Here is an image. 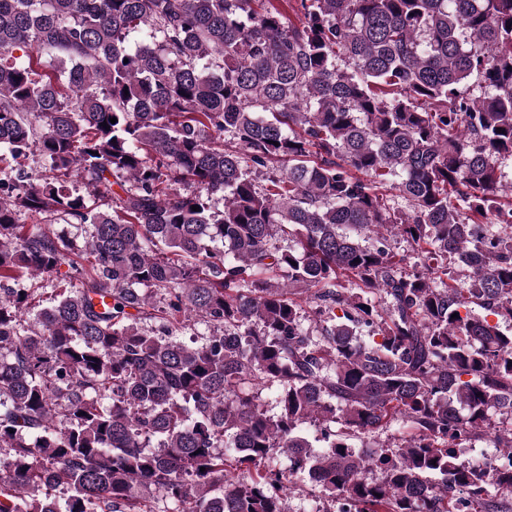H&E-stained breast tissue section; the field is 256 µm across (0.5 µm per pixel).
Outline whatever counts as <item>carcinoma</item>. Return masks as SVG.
<instances>
[{
	"mask_svg": "<svg viewBox=\"0 0 512 512\" xmlns=\"http://www.w3.org/2000/svg\"><path fill=\"white\" fill-rule=\"evenodd\" d=\"M255 2L0 0V512H512V0ZM21 287L24 288H38V294H40L41 307L52 305L56 292L54 291L56 282H51L47 276H39L37 278H30L25 276L20 281ZM292 489L287 494L288 512H314L319 505L330 503L311 494L310 488L299 478L292 477ZM317 500V502L314 501Z\"/></svg>",
	"mask_w": 512,
	"mask_h": 512,
	"instance_id": "carcinoma-1",
	"label": "carcinoma"
}]
</instances>
